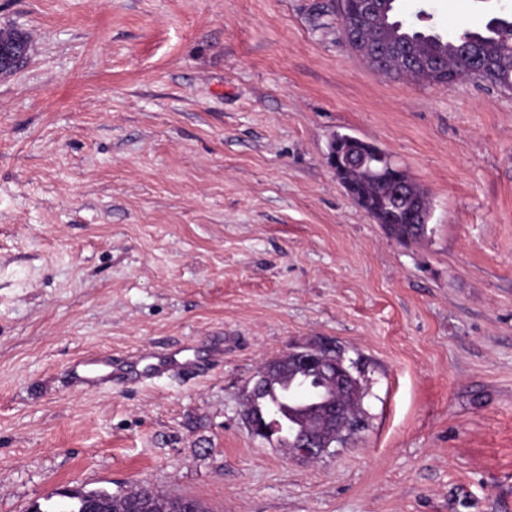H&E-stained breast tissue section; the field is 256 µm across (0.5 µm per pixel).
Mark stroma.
Instances as JSON below:
<instances>
[{
	"label": "stroma",
	"mask_w": 512,
	"mask_h": 512,
	"mask_svg": "<svg viewBox=\"0 0 512 512\" xmlns=\"http://www.w3.org/2000/svg\"><path fill=\"white\" fill-rule=\"evenodd\" d=\"M454 34L512 0H398ZM425 10L427 19L416 16ZM336 0H0V512L148 488L210 512H512V91L371 68ZM384 149L432 205L389 236L327 166ZM224 341L101 389L90 351ZM328 340L367 429L313 464L241 414L259 364ZM341 135L344 136L342 149L352 151L356 155L363 156L367 167L378 170L388 165V155L376 144L350 134Z\"/></svg>",
	"instance_id": "obj_1"
}]
</instances>
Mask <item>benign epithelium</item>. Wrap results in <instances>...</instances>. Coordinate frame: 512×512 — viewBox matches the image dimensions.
<instances>
[{"instance_id": "benign-epithelium-1", "label": "benign epithelium", "mask_w": 512, "mask_h": 512, "mask_svg": "<svg viewBox=\"0 0 512 512\" xmlns=\"http://www.w3.org/2000/svg\"><path fill=\"white\" fill-rule=\"evenodd\" d=\"M381 13L366 4L360 10L341 9V29L351 48L370 66L377 69L381 59H393L400 76L407 79L435 84L439 66L433 61L410 56L394 42L380 47L364 37V32L378 26ZM321 379L325 386L320 395L321 412L310 425L303 426L288 454L302 462H312L328 453L333 444L342 443L353 435L359 426L354 413L359 405V377L352 365L346 362L341 351L331 353L321 345L309 344L292 348L282 357L265 360L256 372L254 390L270 395L271 403L279 402L274 394L283 382H293L300 373Z\"/></svg>"}]
</instances>
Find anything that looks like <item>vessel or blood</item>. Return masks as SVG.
I'll use <instances>...</instances> for the list:
<instances>
[{
  "instance_id": "vessel-or-blood-1",
  "label": "vessel or blood",
  "mask_w": 512,
  "mask_h": 512,
  "mask_svg": "<svg viewBox=\"0 0 512 512\" xmlns=\"http://www.w3.org/2000/svg\"><path fill=\"white\" fill-rule=\"evenodd\" d=\"M195 365V355L186 349L124 355L98 352L74 361L67 370V376L75 387L95 388L114 381L159 380L189 372Z\"/></svg>"
}]
</instances>
